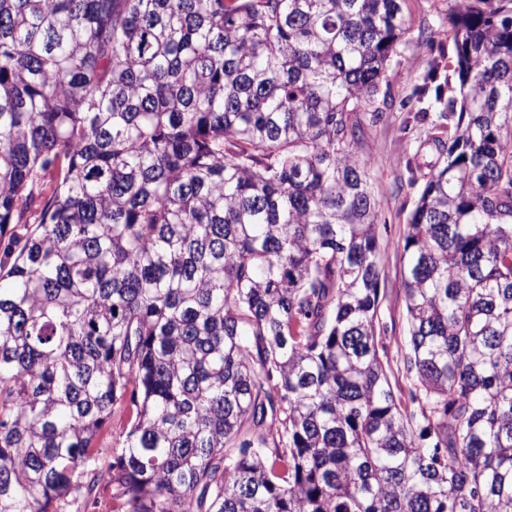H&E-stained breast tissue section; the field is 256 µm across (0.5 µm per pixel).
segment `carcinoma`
Masks as SVG:
<instances>
[{
    "instance_id": "obj_1",
    "label": "carcinoma",
    "mask_w": 512,
    "mask_h": 512,
    "mask_svg": "<svg viewBox=\"0 0 512 512\" xmlns=\"http://www.w3.org/2000/svg\"><path fill=\"white\" fill-rule=\"evenodd\" d=\"M402 2L0 0V512H512V0L418 91V415L358 154Z\"/></svg>"
}]
</instances>
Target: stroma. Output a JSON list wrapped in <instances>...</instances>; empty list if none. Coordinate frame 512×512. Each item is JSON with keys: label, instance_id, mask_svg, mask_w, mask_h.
Masks as SVG:
<instances>
[{"label": "stroma", "instance_id": "obj_1", "mask_svg": "<svg viewBox=\"0 0 512 512\" xmlns=\"http://www.w3.org/2000/svg\"><path fill=\"white\" fill-rule=\"evenodd\" d=\"M455 0H404L403 9L410 29L397 46L382 83L387 97L377 98L375 106L383 118L367 124L359 149L371 166V186L378 201V237L381 244V285L377 333L386 348L393 371L391 381L401 405L419 412L409 390L411 380L403 371L408 347V327L402 290V254L409 214L422 185L423 176L435 161L427 144L430 134L448 137L447 128L433 129L437 115L418 109V88L429 71H436L444 94L455 97L459 84L451 67L455 60L452 40L445 31L448 12Z\"/></svg>", "mask_w": 512, "mask_h": 512}]
</instances>
